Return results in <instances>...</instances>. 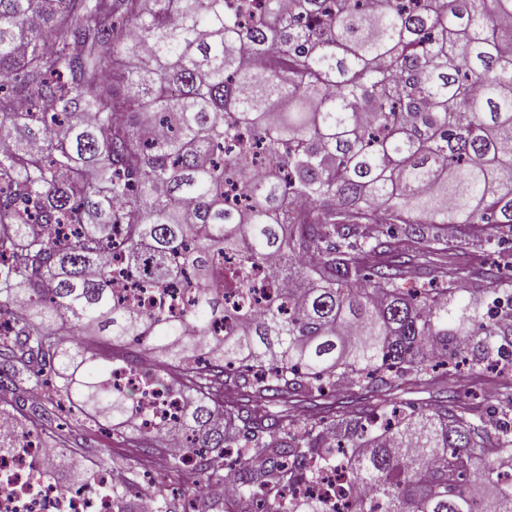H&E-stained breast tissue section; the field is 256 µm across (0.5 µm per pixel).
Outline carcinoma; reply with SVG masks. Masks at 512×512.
<instances>
[{
	"mask_svg": "<svg viewBox=\"0 0 512 512\" xmlns=\"http://www.w3.org/2000/svg\"><path fill=\"white\" fill-rule=\"evenodd\" d=\"M225 2L0 0V395L71 417L76 484L88 424L179 399L133 445H187L194 512H329L291 488L339 455L349 512H512L511 425L391 398L512 364V291L484 308L495 273L445 234L512 240V0H260L251 24ZM117 257L191 303L124 302ZM269 262L262 302H226Z\"/></svg>",
	"mask_w": 512,
	"mask_h": 512,
	"instance_id": "cac0c4a2",
	"label": "carcinoma"
}]
</instances>
